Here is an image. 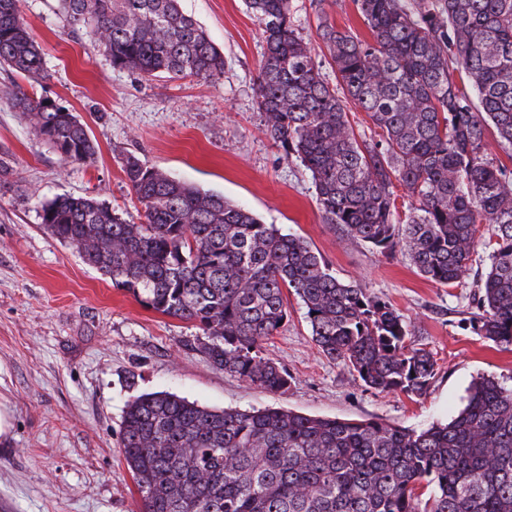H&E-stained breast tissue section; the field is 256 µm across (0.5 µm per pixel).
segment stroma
<instances>
[{
    "mask_svg": "<svg viewBox=\"0 0 512 512\" xmlns=\"http://www.w3.org/2000/svg\"><path fill=\"white\" fill-rule=\"evenodd\" d=\"M301 37L332 67L319 12L359 38L370 32L353 0H292ZM224 53L218 80H171L117 70L85 30L73 28L57 0H19L43 52L45 80L0 69V512H142L119 453L124 408L143 393L167 391L212 409L267 407L345 420L377 419L410 428L447 421L473 378L512 376V351L466 329L473 261L461 288L421 277L402 251L382 254L341 240L324 224L311 179L263 132L255 85L264 52L258 20L244 0H181ZM22 85L68 107L98 147L86 166L65 162L11 109ZM245 206L282 233L306 239L345 281L389 301L416 344L436 360L425 394L379 392L355 381L311 339L305 309L289 297L288 319L266 347L291 377L271 393L213 367L192 343V323L143 307L84 263L76 248L44 229L41 202L63 194L106 201L126 219L141 205L122 171L124 155Z\"/></svg>",
    "mask_w": 512,
    "mask_h": 512,
    "instance_id": "obj_1",
    "label": "stroma"
}]
</instances>
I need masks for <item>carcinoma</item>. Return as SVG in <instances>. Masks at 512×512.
I'll return each instance as SVG.
<instances>
[{"instance_id":"obj_1","label":"carcinoma","mask_w":512,"mask_h":512,"mask_svg":"<svg viewBox=\"0 0 512 512\" xmlns=\"http://www.w3.org/2000/svg\"><path fill=\"white\" fill-rule=\"evenodd\" d=\"M371 40L324 19L335 82L300 37L292 0H245L265 42L256 100L263 131L309 171L324 223L381 253L399 248L419 275L463 288L477 248L471 331L512 348V167L489 152L493 129L512 160V0H354ZM112 66L214 80L224 54L179 0H58ZM0 68L45 78L18 0H0ZM66 161L97 147L68 108L16 86L9 98ZM374 136H358L347 103ZM125 177L144 220L62 195L41 204L58 241L144 307L193 323L209 362L272 393L290 376L264 356L306 310L327 358L380 392L420 396L434 377L394 306L338 279L301 237L128 153ZM412 199L407 212L394 188ZM119 448L143 512H512V386L477 377L449 422L413 429L295 411L214 410L173 393L128 402Z\"/></svg>"}]
</instances>
